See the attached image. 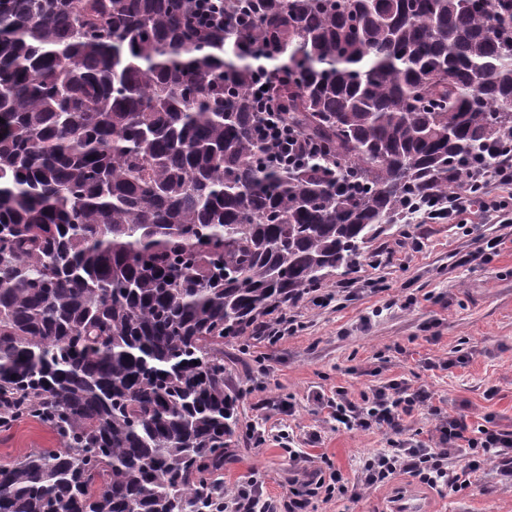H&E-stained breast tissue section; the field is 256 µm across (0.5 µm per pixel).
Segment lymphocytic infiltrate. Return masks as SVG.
Listing matches in <instances>:
<instances>
[{"mask_svg":"<svg viewBox=\"0 0 512 512\" xmlns=\"http://www.w3.org/2000/svg\"><path fill=\"white\" fill-rule=\"evenodd\" d=\"M277 75V70L265 68L255 78L261 86L259 104L265 114L262 130L278 150L296 161L317 152L319 145L301 136L278 112L267 92ZM465 179L478 187V194L465 190L449 193L427 204L422 219L463 224L469 216L477 215L498 224L512 223V140L497 147L490 159L476 165ZM431 399L429 391L403 380L363 394L357 402L337 391L326 405L339 424L360 431L387 429L397 438L390 447L364 460L354 483H345L326 460L305 469L302 477L292 481L288 512H307L312 500L318 498H358L361 490L384 484L400 471L452 496L478 488L479 475L489 463L495 465L500 481L512 484V429L501 428L490 415L477 422L466 414L444 412ZM422 406L438 418L434 435L425 439L402 437L404 417Z\"/></svg>","mask_w":512,"mask_h":512,"instance_id":"f902f5d3","label":"lymphocytic infiltrate"}]
</instances>
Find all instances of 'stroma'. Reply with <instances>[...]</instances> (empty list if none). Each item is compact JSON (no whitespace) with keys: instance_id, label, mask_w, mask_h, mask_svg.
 I'll return each mask as SVG.
<instances>
[{"instance_id":"1","label":"stroma","mask_w":512,"mask_h":512,"mask_svg":"<svg viewBox=\"0 0 512 512\" xmlns=\"http://www.w3.org/2000/svg\"><path fill=\"white\" fill-rule=\"evenodd\" d=\"M473 242L454 224L388 225L363 245L351 271L329 280L330 305L315 306L308 295L297 304L303 330L274 344L257 337L225 343L224 379L240 395L238 426L224 455L225 489L254 479L264 496L287 499L292 448L330 459L355 482L362 460L388 447L390 436L337 427L323 399L340 387L356 401L404 378L428 388L443 410L490 413L511 427L512 244L489 264L458 265ZM383 250L393 257L376 264ZM367 280L375 293L338 292L340 284ZM460 351L467 364L437 369V361ZM57 445L49 429L22 419L0 433V464ZM410 490L422 495L427 512H512V486L490 468L470 496L450 497L401 472L360 499L332 498L319 512H390L395 497Z\"/></svg>"}]
</instances>
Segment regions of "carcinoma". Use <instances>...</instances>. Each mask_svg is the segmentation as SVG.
I'll use <instances>...</instances> for the list:
<instances>
[{
    "label": "carcinoma",
    "instance_id": "cac0c4a2",
    "mask_svg": "<svg viewBox=\"0 0 512 512\" xmlns=\"http://www.w3.org/2000/svg\"><path fill=\"white\" fill-rule=\"evenodd\" d=\"M0 0V512H213L224 341L512 139V0ZM281 46L270 164L252 78ZM277 75V70L268 68H264L256 74L255 84H260L257 97L260 98L259 106L263 108V111L259 113L266 115L261 124L269 141L278 150L287 153L288 159L292 162L317 152L320 146L311 139L301 136L293 126L288 124L283 113L278 112L273 98H270L268 94L269 90L274 87L272 83ZM264 85H268L267 90H263ZM54 434L32 419H21L0 433V464L13 463L40 448H59Z\"/></svg>",
    "mask_w": 512,
    "mask_h": 512
}]
</instances>
